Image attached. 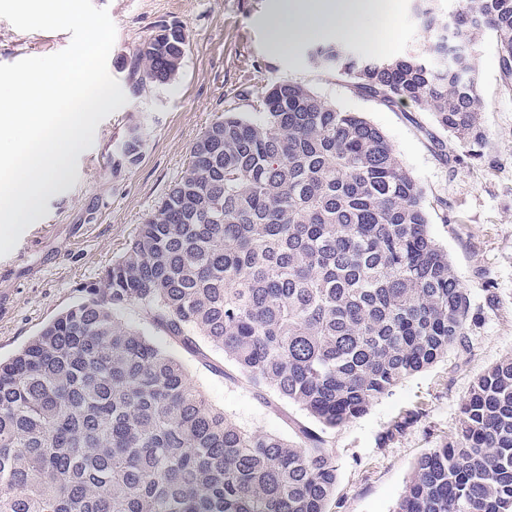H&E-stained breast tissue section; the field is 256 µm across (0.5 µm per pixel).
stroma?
I'll return each instance as SVG.
<instances>
[{"label": "stroma", "mask_w": 512, "mask_h": 512, "mask_svg": "<svg viewBox=\"0 0 512 512\" xmlns=\"http://www.w3.org/2000/svg\"><path fill=\"white\" fill-rule=\"evenodd\" d=\"M274 0H93L116 26L108 71L126 104L97 127L77 168L44 203L39 220L15 249L0 257V358L12 356L53 317L81 298L124 252L146 215L184 173L193 142L227 112L258 117L268 86L288 79L312 88L339 108L360 112L382 130L422 187L428 232L445 249L472 302L469 349H449L429 368L376 400L366 414L329 432L336 459L330 512H393L416 460L450 441L460 407L475 379L512 353V87L499 67L493 36L474 47L478 91L484 102V140L477 150L459 144L433 116L411 105L389 108L356 93L335 73L312 67L305 44L282 52L268 41ZM387 42L350 40L362 55L386 59L436 40L423 29L416 0H394ZM181 25L186 53L180 75L167 85L135 91L124 60L160 26ZM66 31H29L0 18V64L64 50ZM141 124L140 160L114 166L112 156L132 124ZM441 148H434V141ZM160 349L185 362L192 383L241 426L286 439L298 408L271 392L257 393L224 374L221 356L185 352L147 329ZM415 413L403 432L388 435L397 418Z\"/></svg>", "instance_id": "1"}]
</instances>
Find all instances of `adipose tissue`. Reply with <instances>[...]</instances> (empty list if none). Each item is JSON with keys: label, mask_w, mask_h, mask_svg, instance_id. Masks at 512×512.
Instances as JSON below:
<instances>
[{"label": "adipose tissue", "mask_w": 512, "mask_h": 512, "mask_svg": "<svg viewBox=\"0 0 512 512\" xmlns=\"http://www.w3.org/2000/svg\"><path fill=\"white\" fill-rule=\"evenodd\" d=\"M387 0H279L268 30L270 43L285 51L295 44L329 34L345 39L383 41V33L366 26L365 18L385 16Z\"/></svg>", "instance_id": "ef3b65f1"}]
</instances>
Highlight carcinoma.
Returning a JSON list of instances; mask_svg holds the SVG:
<instances>
[{
    "instance_id": "cac0c4a2",
    "label": "carcinoma",
    "mask_w": 512,
    "mask_h": 512,
    "mask_svg": "<svg viewBox=\"0 0 512 512\" xmlns=\"http://www.w3.org/2000/svg\"><path fill=\"white\" fill-rule=\"evenodd\" d=\"M422 53L364 61L342 44L317 67L387 107L430 112L482 143L471 53L494 36L512 82V0H459ZM186 44L163 27L130 59L138 91L178 75ZM140 127L117 148L139 160ZM421 186L384 133L279 79L253 121L227 113L184 174L81 300L0 360V512H329L337 469L325 434L466 348L469 294L429 236ZM139 313L196 355L316 427L249 431L207 402L179 358L120 314ZM393 512H512V354L481 374L453 440L423 454Z\"/></svg>"
}]
</instances>
